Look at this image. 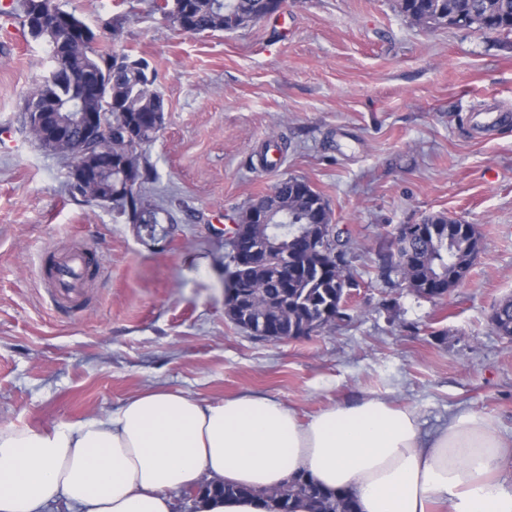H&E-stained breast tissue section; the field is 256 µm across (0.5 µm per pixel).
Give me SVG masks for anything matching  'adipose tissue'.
Returning <instances> with one entry per match:
<instances>
[{
    "mask_svg": "<svg viewBox=\"0 0 512 512\" xmlns=\"http://www.w3.org/2000/svg\"><path fill=\"white\" fill-rule=\"evenodd\" d=\"M510 456L512 439L473 410L426 434L416 408L380 396L304 421L267 394L150 389L104 418L0 428V512H40L59 495L78 512H175V494L206 478L248 494L198 497L196 512H270L267 492L300 476L357 512H512Z\"/></svg>",
    "mask_w": 512,
    "mask_h": 512,
    "instance_id": "obj_1",
    "label": "adipose tissue"
}]
</instances>
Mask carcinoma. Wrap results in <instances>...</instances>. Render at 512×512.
I'll return each instance as SVG.
<instances>
[{
    "label": "carcinoma",
    "mask_w": 512,
    "mask_h": 512,
    "mask_svg": "<svg viewBox=\"0 0 512 512\" xmlns=\"http://www.w3.org/2000/svg\"><path fill=\"white\" fill-rule=\"evenodd\" d=\"M32 0H16L29 34L47 43L51 71L25 98L24 128L37 145L62 156L67 153L37 124L34 107L48 103L70 117L90 112L100 120L98 138L83 150L94 162L93 188L69 185L73 198L85 202H112L131 224H139L154 236L156 226L172 220L169 210L153 200L148 184L152 169L143 163V147L150 143L164 124L159 91L160 74L143 57H136L119 45L121 27L106 25L96 32L74 13L62 9L59 0H39L38 16H32ZM155 10L177 30L188 23L194 35H214L246 27L269 15L271 0H157ZM403 16L424 18L438 27L454 26L512 34V0H396ZM81 73L90 82L101 80L102 91L83 101L71 94L66 70ZM271 214L267 227L256 224L248 238L253 244L265 234L288 245V255L277 263L261 256H249L236 268L224 264V313L235 325L248 332L273 329L274 334L258 335L263 340L282 337L296 339L303 325L319 332L350 318L342 307L344 296L358 288L347 265L346 244L335 239L327 244L331 267L320 269L318 259L307 254L297 232L305 224H325L330 209L323 196L297 177L279 180L270 192L242 208ZM425 232L410 244L411 258L399 261L395 241L379 252L382 269L395 274L407 288L428 298L424 291L430 279L442 281L445 289L455 287L469 273L480 252V235L475 225L445 215L423 219ZM495 333L512 341V296L497 304L491 314ZM297 498L311 503L312 512H356L353 501L344 494L328 491L310 479L299 477L268 494L272 512H291Z\"/></svg>",
    "instance_id": "carcinoma-1"
}]
</instances>
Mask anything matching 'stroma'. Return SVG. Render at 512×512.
Segmentation results:
<instances>
[{"mask_svg": "<svg viewBox=\"0 0 512 512\" xmlns=\"http://www.w3.org/2000/svg\"><path fill=\"white\" fill-rule=\"evenodd\" d=\"M159 70L166 112L145 147L172 222L148 237L112 204L68 194L69 161L22 127L50 71L0 0V428L103 417L145 389L281 399L302 418L362 395L416 408L423 431L477 411L512 437V342L493 307L512 295V35L423 30L393 0H287L212 36L178 31L153 0H60ZM492 110L503 119L481 127ZM304 179L349 242L351 318L267 341L224 317V231L279 180ZM445 214L481 251L441 300L406 288L378 251L402 224ZM93 249L74 302H50L44 257Z\"/></svg>", "mask_w": 512, "mask_h": 512, "instance_id": "obj_1", "label": "stroma"}]
</instances>
